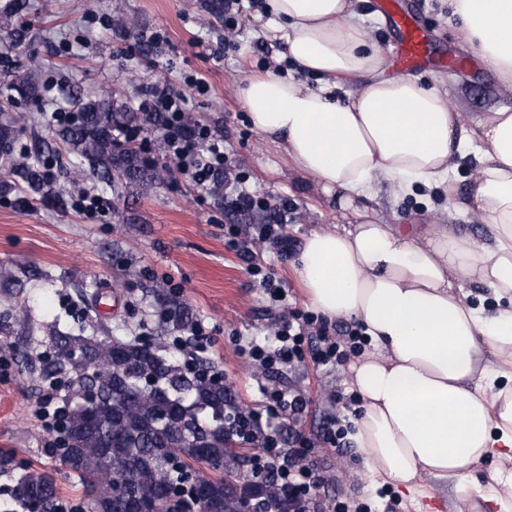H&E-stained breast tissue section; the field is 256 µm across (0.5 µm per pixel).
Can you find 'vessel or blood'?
<instances>
[{
	"label": "vessel or blood",
	"mask_w": 512,
	"mask_h": 512,
	"mask_svg": "<svg viewBox=\"0 0 512 512\" xmlns=\"http://www.w3.org/2000/svg\"><path fill=\"white\" fill-rule=\"evenodd\" d=\"M382 7L397 33L396 61L403 70L414 71L447 62V55L435 53L431 35L410 0H383Z\"/></svg>",
	"instance_id": "1"
}]
</instances>
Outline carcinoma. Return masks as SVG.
I'll list each match as a JSON object with an SVG mask.
<instances>
[{
    "mask_svg": "<svg viewBox=\"0 0 512 512\" xmlns=\"http://www.w3.org/2000/svg\"><path fill=\"white\" fill-rule=\"evenodd\" d=\"M76 105L79 121L54 131L53 140L97 168L106 184L143 186L166 179L168 169L149 160L141 145L114 138L119 127L164 128L163 113L118 109L106 94ZM57 343L85 359L68 370L99 394L91 407L77 395L58 411L69 434L60 456L92 489L90 512H129L130 498L122 492L127 484L157 512H192L182 510L176 496L187 473L196 476L193 503L200 512H288V499L274 481L249 479L230 430L219 426L233 397L207 377L209 363L201 361L188 373L159 344L149 353L137 341L115 337L65 334ZM153 375L159 396L139 386ZM56 493L47 473L25 474L15 486L17 497L45 509Z\"/></svg>",
    "mask_w": 512,
    "mask_h": 512,
    "instance_id": "1",
    "label": "carcinoma"
}]
</instances>
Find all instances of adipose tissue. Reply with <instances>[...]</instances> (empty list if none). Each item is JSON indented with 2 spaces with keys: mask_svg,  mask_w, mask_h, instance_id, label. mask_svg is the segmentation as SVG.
Wrapping results in <instances>:
<instances>
[{
  "mask_svg": "<svg viewBox=\"0 0 512 512\" xmlns=\"http://www.w3.org/2000/svg\"><path fill=\"white\" fill-rule=\"evenodd\" d=\"M461 46L512 91V0H448ZM267 27L312 88L271 72L241 94L254 128L335 198L343 221L304 241L295 274L311 306L362 323L370 348L351 363L363 400L353 436L370 472L414 489L452 484L469 499V470L491 458L486 487H512V109L494 107L472 127L437 87L389 77L366 41L354 0H266ZM355 89L336 100V83ZM479 161L465 203L488 235L383 223L370 186L394 193L446 182L457 157ZM488 289L495 306L466 301ZM510 386L496 388L497 380Z\"/></svg>",
  "mask_w": 512,
  "mask_h": 512,
  "instance_id": "adipose-tissue-1",
  "label": "adipose tissue"
}]
</instances>
